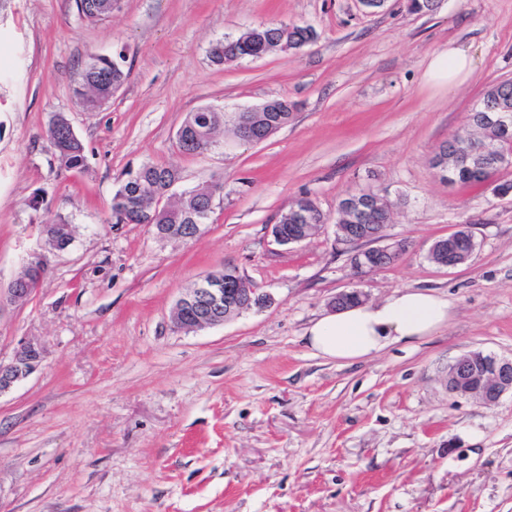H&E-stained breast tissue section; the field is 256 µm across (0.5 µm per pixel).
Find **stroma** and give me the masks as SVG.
Returning <instances> with one entry per match:
<instances>
[{
  "label": "stroma",
  "instance_id": "1",
  "mask_svg": "<svg viewBox=\"0 0 512 512\" xmlns=\"http://www.w3.org/2000/svg\"><path fill=\"white\" fill-rule=\"evenodd\" d=\"M311 26L298 52L212 62V43L271 23ZM455 44L475 61L454 92L430 59ZM123 52V86L99 112L73 93L89 55ZM512 79V0H115L81 20L72 0H0V286L49 253L44 214L74 239L49 253L40 288L0 312V362L43 348L41 369L0 396V512H512V394L486 406L448 390V368L482 350L512 358V166L448 184L430 160L492 84ZM297 105L266 141L182 154L176 133L202 106ZM64 113L88 168L60 169L47 121ZM179 169L177 191L224 185L205 233L162 240L108 221L123 175ZM387 186L406 203L385 230L404 249L354 273L335 240L340 199ZM310 194L325 224L277 245L271 227ZM38 207H31L32 197ZM467 226L466 263L432 244ZM232 266L270 295L223 324L180 331L176 301ZM427 289L452 305L435 335L359 363L317 356L305 331L338 293L380 301Z\"/></svg>",
  "mask_w": 512,
  "mask_h": 512
}]
</instances>
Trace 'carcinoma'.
<instances>
[{
	"label": "carcinoma",
	"instance_id": "1",
	"mask_svg": "<svg viewBox=\"0 0 512 512\" xmlns=\"http://www.w3.org/2000/svg\"><path fill=\"white\" fill-rule=\"evenodd\" d=\"M78 16L87 22H97L112 16V0H74ZM282 26L265 25L258 37L241 34L231 40H221L212 45L210 55L216 64H224L239 59L255 58L266 49L276 46L281 39ZM316 38L314 29L309 25H288V49L294 52L311 45ZM127 74L122 67H113L112 62L97 55L88 56L80 71L75 86L78 97L87 112H98L112 99V87L122 86ZM275 111L268 113L269 120L260 123L254 130L258 139H267L275 133L277 126H284L292 118L295 105L285 99L273 100ZM512 105V81H502L490 86L482 95L477 108L468 116L464 127L442 142L437 150L447 157V165L452 167L451 176L461 184L477 181L467 163L468 144L462 135L474 139H489L506 152L512 147V125L489 135L481 113L491 112L499 105ZM224 125L223 116L216 112H191L177 131V146L185 154H202L208 150L202 129L209 127L212 133ZM47 137L60 168L66 171L82 172L87 167L86 146L81 137L73 136L69 119L61 114L50 115L47 125ZM180 172L173 166L144 163L136 170L127 173V177L112 196L109 220L114 224H147L157 232L174 230L188 231V236L197 238L196 230L190 229L193 221L190 212L213 213L214 193L224 189L221 183L212 184L198 190L190 199L179 202V214H169L163 210H153V203L169 195V188L179 182ZM404 204L403 196L388 202L382 196L368 194L356 197L352 194L343 198L338 205L339 219L336 220V237L349 234L358 235L368 230H379L393 223L394 211ZM295 206L311 213V218L280 217L278 230L285 237L299 239V225L308 222L320 224L323 214L316 201L308 195L296 200ZM46 239L54 243L60 251L71 242L68 228L70 221L60 215L46 220L43 224ZM476 242L463 226L446 239L440 240L434 252L444 257L454 258L457 252L473 251ZM209 277L224 282V286L238 287L244 280L236 268L227 266L209 273Z\"/></svg>",
	"mask_w": 512,
	"mask_h": 512
}]
</instances>
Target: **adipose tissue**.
Segmentation results:
<instances>
[{
	"instance_id": "1",
	"label": "adipose tissue",
	"mask_w": 512,
	"mask_h": 512,
	"mask_svg": "<svg viewBox=\"0 0 512 512\" xmlns=\"http://www.w3.org/2000/svg\"><path fill=\"white\" fill-rule=\"evenodd\" d=\"M474 70L472 56L448 46L433 56L426 80L455 89ZM452 316L451 305L431 291L406 289L381 302H360L327 314L306 331L308 346L319 356L347 362L373 358L397 342H413L435 334Z\"/></svg>"
}]
</instances>
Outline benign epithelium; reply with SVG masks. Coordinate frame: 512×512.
Returning <instances> with one entry per match:
<instances>
[{
  "label": "benign epithelium",
  "mask_w": 512,
  "mask_h": 512,
  "mask_svg": "<svg viewBox=\"0 0 512 512\" xmlns=\"http://www.w3.org/2000/svg\"><path fill=\"white\" fill-rule=\"evenodd\" d=\"M273 102L267 101L257 107L244 108L235 113L234 124L238 127L237 139L252 141V130L259 120L260 113L269 112ZM467 158L471 168L481 173L484 181L501 167V153L493 151L482 142L468 145ZM377 238L372 236H350L342 244L353 248V255L371 253L385 259L393 255V246L375 247ZM47 256L38 254L29 261L27 274L12 280L7 287L0 288V311L23 304L31 299L39 288L46 273ZM268 294L258 288H236L225 292L224 283L198 282L187 291L173 309L171 321L181 330H198L224 323L234 314L253 306L259 307L269 302ZM201 302L208 314L191 323L183 319L185 308ZM43 350L40 346L21 342L14 350L11 360L0 363V396L11 392L18 384L35 373L42 365ZM448 390L461 396L479 399L483 404H496L506 392H512V359H501L482 351L469 352L448 368Z\"/></svg>",
  "instance_id": "benign-epithelium-1"
}]
</instances>
